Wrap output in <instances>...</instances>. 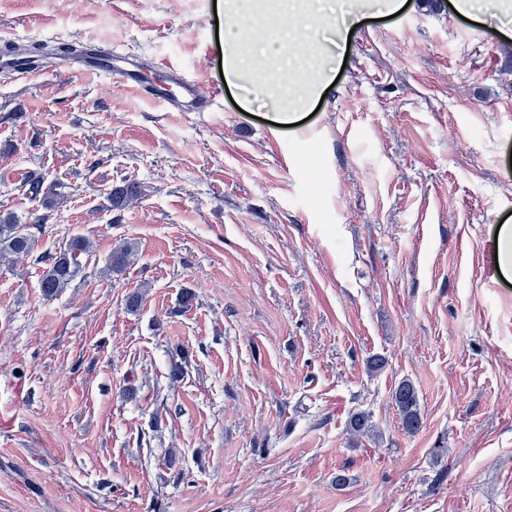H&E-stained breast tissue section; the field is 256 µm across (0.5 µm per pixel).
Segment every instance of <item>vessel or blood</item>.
I'll return each mask as SVG.
<instances>
[{"label": "vessel or blood", "instance_id": "vessel-or-blood-1", "mask_svg": "<svg viewBox=\"0 0 512 512\" xmlns=\"http://www.w3.org/2000/svg\"><path fill=\"white\" fill-rule=\"evenodd\" d=\"M83 50L84 56L78 62L80 71L117 79L135 87L141 95L176 112H205L211 106V100L202 94L199 82L178 67L167 66L166 85H145L139 82L132 59L123 50L98 43L86 44ZM0 72L26 80L40 75L41 70L16 63L12 55L1 53Z\"/></svg>", "mask_w": 512, "mask_h": 512}]
</instances>
